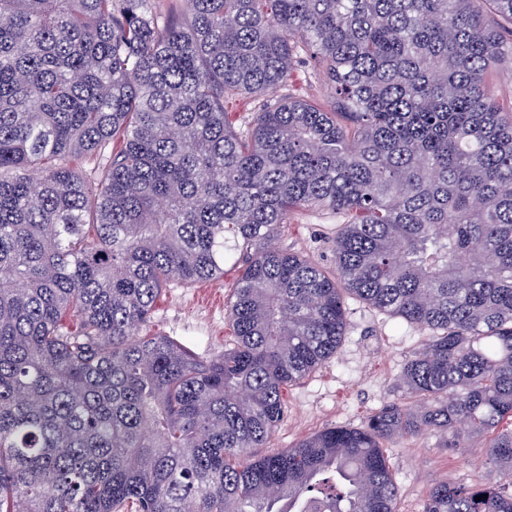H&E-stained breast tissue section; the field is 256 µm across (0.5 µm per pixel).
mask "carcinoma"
<instances>
[{
    "instance_id": "cac0c4a2",
    "label": "carcinoma",
    "mask_w": 512,
    "mask_h": 512,
    "mask_svg": "<svg viewBox=\"0 0 512 512\" xmlns=\"http://www.w3.org/2000/svg\"><path fill=\"white\" fill-rule=\"evenodd\" d=\"M154 2L0 0V512H398L386 442L494 431L502 479L422 512H512V42L488 19L512 0ZM307 60L331 104L273 96ZM316 207L342 218L330 271L273 246ZM231 260L223 352L142 335L164 285ZM349 295L430 334L400 375L419 409L256 455ZM498 98L508 107L512 101V59L505 56L499 61L495 70Z\"/></svg>"
}]
</instances>
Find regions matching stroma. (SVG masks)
I'll use <instances>...</instances> for the list:
<instances>
[{"label":"stroma","instance_id":"35a3bbf8","mask_svg":"<svg viewBox=\"0 0 512 512\" xmlns=\"http://www.w3.org/2000/svg\"><path fill=\"white\" fill-rule=\"evenodd\" d=\"M339 226L332 210L310 209L295 215L274 244L328 267L334 263L332 246ZM236 276L228 264L223 277L215 281L188 286L170 282L155 303L149 333L178 339L202 357L223 352L233 340L225 307ZM346 306L345 335L336 354L285 390L286 414L272 450L294 447L329 426H361L387 401L399 397L402 367L425 342L426 332L353 296L347 297ZM487 442V437H475L460 455L428 435L387 442L383 451L399 488V512H421L434 483L498 481L497 467L486 461Z\"/></svg>","mask_w":512,"mask_h":512}]
</instances>
